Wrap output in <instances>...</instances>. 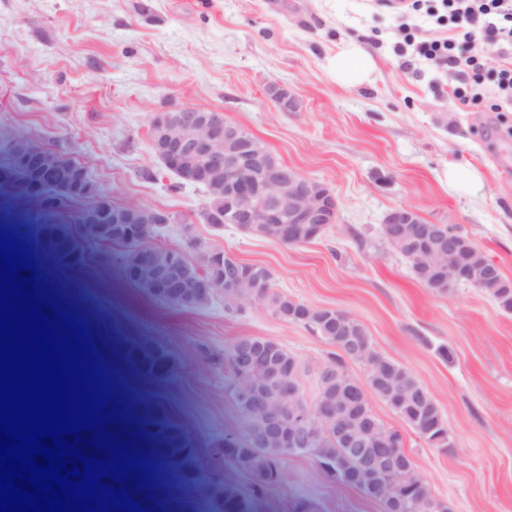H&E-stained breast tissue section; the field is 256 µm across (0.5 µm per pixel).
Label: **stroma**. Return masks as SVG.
Segmentation results:
<instances>
[{"label":"stroma","mask_w":512,"mask_h":512,"mask_svg":"<svg viewBox=\"0 0 512 512\" xmlns=\"http://www.w3.org/2000/svg\"><path fill=\"white\" fill-rule=\"evenodd\" d=\"M0 0V143L25 134L84 164L114 205L165 210L151 243L211 248L268 267L279 292L359 320L375 349L416 376L448 425L451 446L431 447L377 396L373 411L400 431L430 491L453 512H512V313L467 285L426 287L383 239L387 212L415 208L430 224L462 227L512 279V112L461 108L449 78L414 58L411 44L439 36L425 12L389 0ZM364 43L375 80L340 85L325 58ZM277 81L298 99L281 111L266 96ZM193 106L222 113L279 162L329 188L337 220L295 246L228 225L204 224L203 188L179 184L154 154L153 113ZM478 170L471 189L448 167ZM0 226L30 240L52 295L85 320L120 363L128 388L165 398L194 441L200 471L225 431L242 427L224 351L243 336L274 341L301 367L300 394L314 403L330 344L287 324L257 301L230 308L223 293L181 307L126 282L101 263L78 225L57 223L0 183ZM165 359L162 378L138 372L129 345ZM283 480L262 512H382L361 492L326 478L309 455L283 460Z\"/></svg>","instance_id":"35a3bbf8"}]
</instances>
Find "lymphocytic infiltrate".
Listing matches in <instances>:
<instances>
[{
	"label": "lymphocytic infiltrate",
	"mask_w": 512,
	"mask_h": 512,
	"mask_svg": "<svg viewBox=\"0 0 512 512\" xmlns=\"http://www.w3.org/2000/svg\"><path fill=\"white\" fill-rule=\"evenodd\" d=\"M444 13L437 23L442 36L416 44V53L446 69L450 90L461 107L489 102L495 112H512V58L494 75H486L479 35L496 32L512 46V0H440Z\"/></svg>",
	"instance_id": "obj_1"
}]
</instances>
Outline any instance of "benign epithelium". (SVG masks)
Instances as JSON below:
<instances>
[{"mask_svg":"<svg viewBox=\"0 0 512 512\" xmlns=\"http://www.w3.org/2000/svg\"><path fill=\"white\" fill-rule=\"evenodd\" d=\"M267 95L283 110L296 108V96L285 86L271 83ZM150 137L155 155L168 170L188 182L204 184L224 198L226 207L222 209L203 208L206 224L215 228L241 224L253 234L288 244L307 240L336 223V199L326 186L287 165L272 164L268 150L255 147L253 137L223 120L218 112L192 107H178L173 115L157 112L150 120ZM16 154L38 173L55 174L66 191L95 196L93 207L82 212L80 228L83 235L92 234L106 245L125 243L133 237L149 238L157 225L170 219L162 210L112 205L98 194L85 166L60 154L33 150L22 143ZM422 224L420 214L407 205L390 210L383 220L391 238L408 241L418 256L433 257L448 268V287H456L460 270L453 253L455 230L448 228L446 238L435 242L428 239ZM185 231L189 244L200 253L201 263H191L181 253L162 254L150 245L139 246L133 255L138 285L152 295H169L188 306L217 291L236 293L244 285L258 287L262 272L242 273L235 256L208 248L192 235L191 227ZM258 357V349L246 344L236 351L235 363L247 371ZM297 396V386L286 383L273 395L259 387L247 391V397L270 416L264 437L278 439L290 452L303 447L310 455L315 449L307 443L314 426L337 422L341 430H347L329 401L298 404L291 410L289 421L282 420L275 405Z\"/></svg>","mask_w":512,"mask_h":512,"instance_id":"7a95c632","label":"benign epithelium"}]
</instances>
